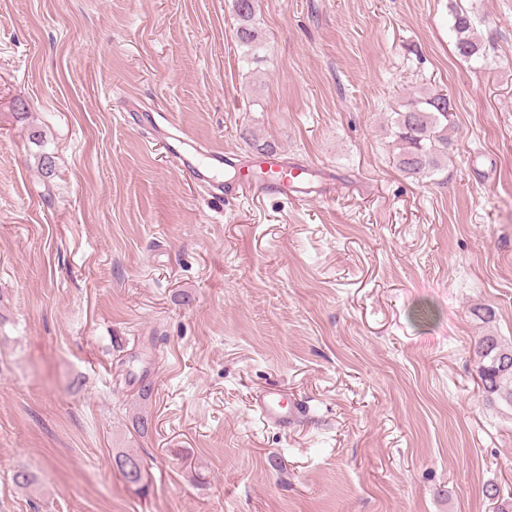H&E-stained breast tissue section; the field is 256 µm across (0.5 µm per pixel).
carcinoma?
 Wrapping results in <instances>:
<instances>
[{"label":"carcinoma","mask_w":512,"mask_h":512,"mask_svg":"<svg viewBox=\"0 0 512 512\" xmlns=\"http://www.w3.org/2000/svg\"><path fill=\"white\" fill-rule=\"evenodd\" d=\"M238 42L249 49L260 44L255 26V0H233ZM457 54L467 60L484 57L485 47L475 35L471 17L462 9L451 12ZM448 95L429 92L416 96L395 113L393 136L399 170L414 179L432 178L448 168V122L452 116ZM473 364L480 390L490 406L512 412V342L499 336H479L473 345Z\"/></svg>","instance_id":"cac0c4a2"}]
</instances>
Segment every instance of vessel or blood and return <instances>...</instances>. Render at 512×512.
I'll use <instances>...</instances> for the list:
<instances>
[{"mask_svg":"<svg viewBox=\"0 0 512 512\" xmlns=\"http://www.w3.org/2000/svg\"><path fill=\"white\" fill-rule=\"evenodd\" d=\"M170 154L177 166L193 180L212 183L215 189L229 196L246 193L255 197L285 195L295 201L318 199L322 189L316 186L311 171L281 162L271 167L269 176L258 179L252 171L242 172L238 183L227 186L219 181L218 174L224 167L233 165L232 155L219 150L200 152L194 141L183 136H173ZM255 403L263 418L281 427L291 426L294 411L285 409L279 390L268 389L257 395Z\"/></svg>","mask_w":512,"mask_h":512,"instance_id":"obj_1","label":"vessel or blood"}]
</instances>
